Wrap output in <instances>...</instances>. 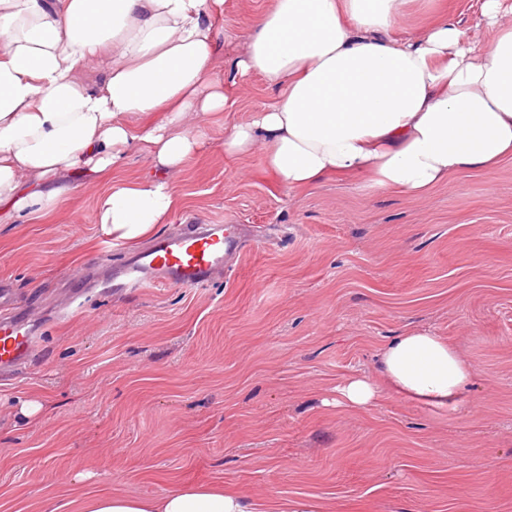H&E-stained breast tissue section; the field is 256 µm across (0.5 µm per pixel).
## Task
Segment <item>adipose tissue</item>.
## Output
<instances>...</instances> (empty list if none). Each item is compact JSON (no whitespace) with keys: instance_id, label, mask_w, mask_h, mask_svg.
<instances>
[{"instance_id":"ef3b65f1","label":"adipose tissue","mask_w":512,"mask_h":512,"mask_svg":"<svg viewBox=\"0 0 512 512\" xmlns=\"http://www.w3.org/2000/svg\"><path fill=\"white\" fill-rule=\"evenodd\" d=\"M408 0H270L224 72V0H0V215L49 214L94 189L101 233L136 245L169 223L207 119L235 103L234 77L278 89L250 121L224 128V154L261 150L291 190L328 177L412 198L453 175L512 160V5L482 0L494 36L467 41L440 16L399 29ZM150 175L126 178L131 152ZM475 371L428 329L387 343L379 375L347 377L339 402L382 392L456 406ZM81 512H321L299 498L266 506L186 485L159 498L105 495Z\"/></svg>"}]
</instances>
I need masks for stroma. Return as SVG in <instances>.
<instances>
[{"mask_svg": "<svg viewBox=\"0 0 512 512\" xmlns=\"http://www.w3.org/2000/svg\"><path fill=\"white\" fill-rule=\"evenodd\" d=\"M267 0H224L232 62ZM481 0H412L490 40ZM276 92L247 80L178 183L172 223L247 224L237 260L198 288L90 286L130 257L105 243L94 194L0 224V297L33 318L36 350L0 374V512H49L121 494L212 483L323 512H512V161L423 198L328 178L291 191L260 154L229 159L224 126ZM412 328L448 338L475 369L464 406L384 395L336 405L351 375ZM47 408L26 423L24 401Z\"/></svg>", "mask_w": 512, "mask_h": 512, "instance_id": "35a3bbf8", "label": "stroma"}]
</instances>
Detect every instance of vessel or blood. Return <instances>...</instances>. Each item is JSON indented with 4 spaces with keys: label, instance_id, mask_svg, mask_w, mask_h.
<instances>
[{
    "label": "vessel or blood",
    "instance_id": "1",
    "mask_svg": "<svg viewBox=\"0 0 512 512\" xmlns=\"http://www.w3.org/2000/svg\"><path fill=\"white\" fill-rule=\"evenodd\" d=\"M245 241L234 224H192L154 239L119 270L132 288L198 287L207 284ZM35 348L32 331L19 318L0 313V368H18Z\"/></svg>",
    "mask_w": 512,
    "mask_h": 512
}]
</instances>
